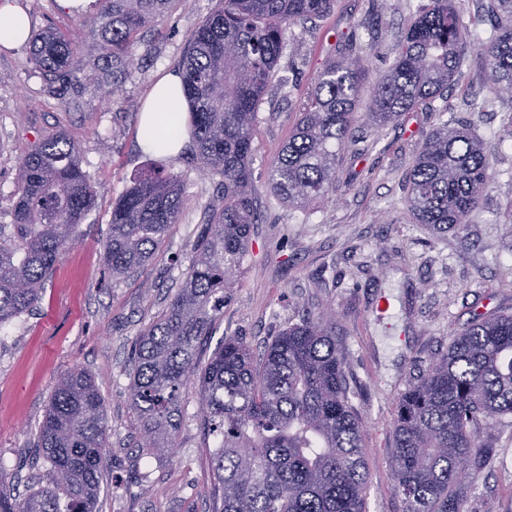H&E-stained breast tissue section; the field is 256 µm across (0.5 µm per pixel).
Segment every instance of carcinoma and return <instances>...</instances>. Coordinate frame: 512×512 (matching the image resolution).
I'll return each mask as SVG.
<instances>
[{
    "mask_svg": "<svg viewBox=\"0 0 512 512\" xmlns=\"http://www.w3.org/2000/svg\"><path fill=\"white\" fill-rule=\"evenodd\" d=\"M176 0H95L79 25L100 43L101 74L75 78L74 42L54 27L37 32L31 54L67 108L86 97L119 100L141 45L140 31ZM335 0H222L191 34L181 61L188 122L202 171L220 177L222 204L196 235V256L167 312L136 337L130 402L136 446L175 447L181 397L198 382L212 453L214 512H365L369 470L364 422L352 404L336 324L312 314L282 329L260 354L226 336L207 364L198 350L224 316L229 289L260 222L249 157L258 112L295 21L319 20ZM470 43L452 0H428L408 25L390 71L369 101L380 129L443 95ZM491 83L512 92V24L476 46ZM365 73L350 55L321 72L303 112L271 164L274 194L304 209L336 191L341 151L355 141L352 116ZM494 180L483 142L444 123L428 136L406 182L414 220L435 233L469 223ZM96 187L64 135L42 139L19 164L12 223L0 225V327L29 313L46 278L95 204ZM182 187L162 170L139 176L112 208L104 263L112 277L143 267L177 222ZM512 416V313L475 317L398 397L391 468L404 512H461L488 454L483 430ZM107 424L92 377L59 380L36 447L51 480L23 498L0 495V512H95L106 462Z\"/></svg>",
    "mask_w": 512,
    "mask_h": 512,
    "instance_id": "carcinoma-1",
    "label": "carcinoma"
}]
</instances>
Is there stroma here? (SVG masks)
Here are the masks:
<instances>
[{"instance_id": "1", "label": "stroma", "mask_w": 512, "mask_h": 512, "mask_svg": "<svg viewBox=\"0 0 512 512\" xmlns=\"http://www.w3.org/2000/svg\"><path fill=\"white\" fill-rule=\"evenodd\" d=\"M32 31L73 34L84 71L98 49L77 31L57 0H16ZM426 0H336L326 18L288 29L275 81L259 112L252 184L263 215L224 305V317L199 350L208 360L224 336L260 348L305 312L336 316L349 375L366 429L370 483L366 512H402L390 465L395 400L455 333L477 316L512 313V94L496 92L487 67L470 52L444 96L374 129L366 125L376 81ZM219 0H176L141 32L151 50L133 67L119 102L100 97L65 109L30 60V45L0 47V224L11 223L8 198L19 162L39 139L65 134L97 186L80 237L45 282L39 305L0 327V493L18 497L51 475L36 448L59 377L80 368L94 379L108 427L97 512H212L210 454L216 445L198 414V389L182 393L177 446L146 454L130 405L131 343L168 309L195 258L197 229L221 196L219 177L200 171L194 143L175 157L145 152L139 116L154 83L176 70L192 32ZM352 46L366 71L355 109L362 139L347 146L329 200L288 208L270 188V164L295 127L317 76ZM469 125L483 140L496 177L469 223L442 235L416 223L405 201L413 158L440 123ZM177 176L185 205L176 224L136 273L112 279L104 246L112 208L154 165ZM489 455L462 512H512V418L484 430Z\"/></svg>"}]
</instances>
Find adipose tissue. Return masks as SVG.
Here are the masks:
<instances>
[{
  "instance_id": "ef3b65f1",
  "label": "adipose tissue",
  "mask_w": 512,
  "mask_h": 512,
  "mask_svg": "<svg viewBox=\"0 0 512 512\" xmlns=\"http://www.w3.org/2000/svg\"><path fill=\"white\" fill-rule=\"evenodd\" d=\"M181 85L180 75L173 72L163 75L143 110L141 141L146 150L156 155L175 156L186 141L184 113L187 102Z\"/></svg>"
}]
</instances>
